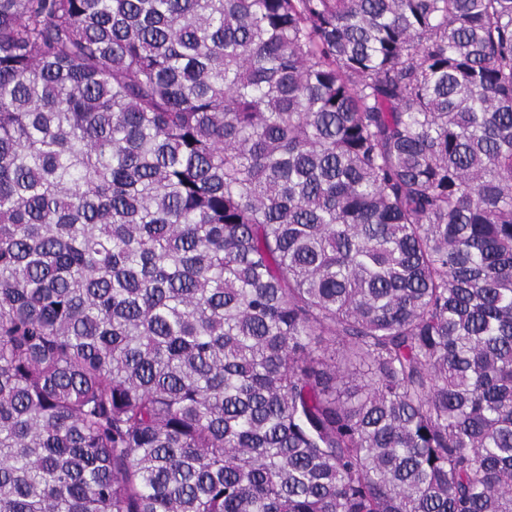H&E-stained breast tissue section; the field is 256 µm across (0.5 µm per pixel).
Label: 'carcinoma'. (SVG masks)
<instances>
[{
  "label": "carcinoma",
  "mask_w": 512,
  "mask_h": 512,
  "mask_svg": "<svg viewBox=\"0 0 512 512\" xmlns=\"http://www.w3.org/2000/svg\"><path fill=\"white\" fill-rule=\"evenodd\" d=\"M0 512H512V0H0Z\"/></svg>",
  "instance_id": "carcinoma-1"
}]
</instances>
